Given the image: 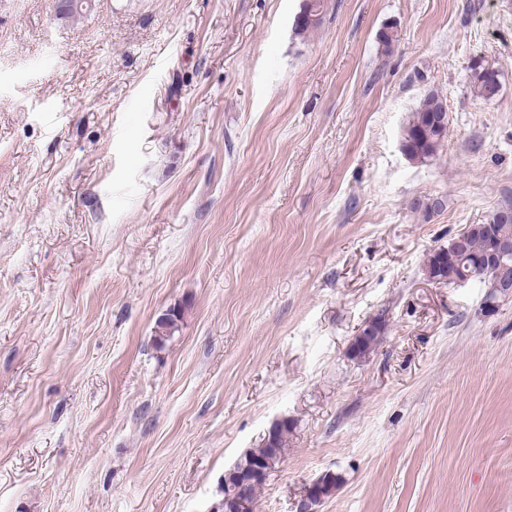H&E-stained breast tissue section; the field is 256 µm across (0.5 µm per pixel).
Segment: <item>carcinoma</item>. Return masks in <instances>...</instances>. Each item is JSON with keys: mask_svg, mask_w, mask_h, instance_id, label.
<instances>
[{"mask_svg": "<svg viewBox=\"0 0 512 512\" xmlns=\"http://www.w3.org/2000/svg\"><path fill=\"white\" fill-rule=\"evenodd\" d=\"M324 0H304L300 17L295 28L305 31L316 26L322 19ZM492 70L480 62L471 66V84L474 94L490 100L497 95L500 85L490 76ZM448 112L443 100L434 93L427 94L413 112L412 119L403 131L401 146L404 154L412 161L427 162L435 157L447 135ZM465 238L467 250L457 252L451 246L440 249L431 259V275L441 282L455 283L466 280L469 265L480 259L488 250V236L480 224H473L459 232ZM182 310L173 308L157 322L155 339L165 343L179 328ZM380 333L379 323L371 321L361 335L355 337L350 350L355 357H364L372 351ZM293 424L283 418L269 428L260 448L244 453L232 468L224 472L221 490L224 495L223 512H234L235 499L246 496L252 500L266 482V478L253 479L249 472L254 466L263 464L271 470L285 457L288 451V435ZM337 478L326 473L312 485L310 493L316 501L328 497L336 489Z\"/></svg>", "mask_w": 512, "mask_h": 512, "instance_id": "cac0c4a2", "label": "carcinoma"}]
</instances>
